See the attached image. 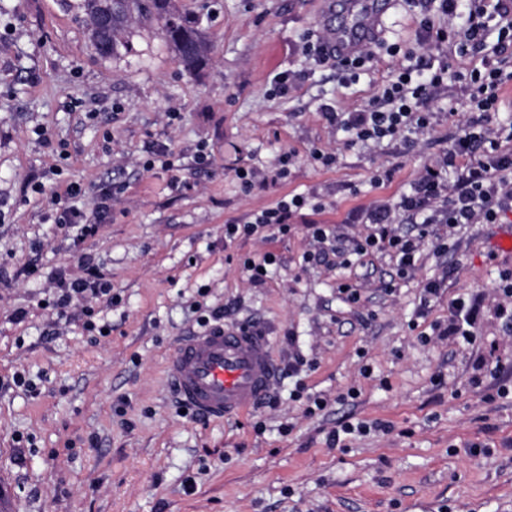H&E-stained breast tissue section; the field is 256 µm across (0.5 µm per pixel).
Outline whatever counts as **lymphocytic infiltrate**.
Listing matches in <instances>:
<instances>
[{
	"label": "lymphocytic infiltrate",
	"mask_w": 512,
	"mask_h": 512,
	"mask_svg": "<svg viewBox=\"0 0 512 512\" xmlns=\"http://www.w3.org/2000/svg\"><path fill=\"white\" fill-rule=\"evenodd\" d=\"M468 24L460 30L436 26L430 16L420 20L421 46L453 47L466 55L483 52L488 59L483 70L471 71L467 82L469 101L478 111L499 108V91L512 81V12L504 4L487 9L485 0H468ZM497 28V42L487 45L490 28ZM448 77L447 67L432 69L410 65L401 68L380 94L378 104L348 113L344 125L356 141L378 142L404 133H421L432 125L433 114L425 102L431 87ZM467 157L466 166H458L459 157ZM456 181H449V173ZM311 207L321 212L322 203H308L300 195L264 209L255 219L229 224V235L251 236L269 227L287 234L298 210ZM512 208V127L491 129L479 123L463 127L448 151L425 167L404 194L397 208L379 206L368 211L366 223L374 230L356 240L352 250H340L343 265L352 257L388 254L395 261L398 277L409 276L416 268L425 243L436 253H447L456 228L463 224H494L500 213ZM111 288L97 265L84 260L83 273L74 279H61L55 308L66 310L74 302L110 295ZM478 307L472 297L459 296L448 302L447 324H434L436 335L476 345L481 341L475 331Z\"/></svg>",
	"instance_id": "f902f5d3"
}]
</instances>
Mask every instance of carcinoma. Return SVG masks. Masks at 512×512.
Wrapping results in <instances>:
<instances>
[{
	"mask_svg": "<svg viewBox=\"0 0 512 512\" xmlns=\"http://www.w3.org/2000/svg\"><path fill=\"white\" fill-rule=\"evenodd\" d=\"M85 22L94 50L116 55L128 48V34L135 24H156L170 47L190 70L200 68L206 59V45L199 28L175 6V0H119L112 10V20L100 26L99 0H83Z\"/></svg>",
	"mask_w": 512,
	"mask_h": 512,
	"instance_id": "1",
	"label": "carcinoma"
}]
</instances>
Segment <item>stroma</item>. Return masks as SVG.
Instances as JSON below:
<instances>
[{"label": "stroma", "instance_id": "obj_1", "mask_svg": "<svg viewBox=\"0 0 512 512\" xmlns=\"http://www.w3.org/2000/svg\"><path fill=\"white\" fill-rule=\"evenodd\" d=\"M327 1L177 0L208 47L206 66L191 72L157 29L134 28L129 50L103 57L79 0H0L5 512H512V394L484 398L512 387V321L495 290L512 252L494 245L512 210L496 224L462 225L447 255L424 249L401 280L378 254L348 268L328 247L303 260L314 248L306 221L364 237L372 227L353 214L396 204L457 126L512 125V82L498 111L473 110L456 76L481 68V56L418 47L422 12L411 0H394L364 72L343 82L334 60L307 50L350 16L351 0H331V11ZM406 49L452 75L431 92V128L352 143L323 105L340 116L366 106L405 66ZM159 147L176 170L144 168ZM317 149L334 164L315 161ZM242 169L263 176L248 193ZM73 183L88 217L102 219L83 241L52 217V196ZM294 194L327 208L295 218L285 235L225 236L227 222L252 221ZM268 254L275 265L251 284L243 260ZM85 256L118 297L92 303L104 336L86 330L83 305L62 314L53 305L59 277L80 276ZM443 274V300L420 314L422 282ZM340 280L356 285L360 303L343 300ZM475 292L478 331L494 351L439 337L418 344L411 323L425 332L447 323L449 299ZM214 309L226 323L254 324L280 367L303 359L273 385V406L202 419L168 390L179 339ZM299 383L328 399L322 414L305 415ZM351 387L356 399L341 400ZM345 419L391 428L331 444Z\"/></svg>", "mask_w": 512, "mask_h": 512}]
</instances>
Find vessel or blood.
Listing matches in <instances>:
<instances>
[{
  "label": "vessel or blood",
  "mask_w": 512,
  "mask_h": 512,
  "mask_svg": "<svg viewBox=\"0 0 512 512\" xmlns=\"http://www.w3.org/2000/svg\"><path fill=\"white\" fill-rule=\"evenodd\" d=\"M379 7L351 30H338L333 46L353 53L376 30ZM279 375L265 337L248 323H221L182 337L166 364V380L178 401L197 414L224 419L260 403Z\"/></svg>",
  "instance_id": "obj_1"
}]
</instances>
